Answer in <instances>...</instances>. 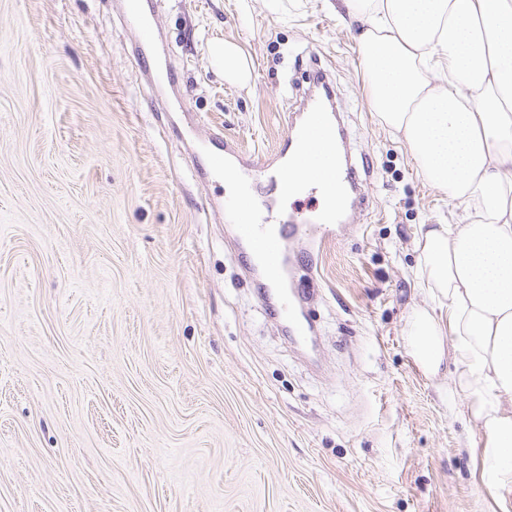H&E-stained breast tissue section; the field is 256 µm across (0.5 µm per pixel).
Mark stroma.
<instances>
[{
	"label": "stroma",
	"mask_w": 512,
	"mask_h": 512,
	"mask_svg": "<svg viewBox=\"0 0 512 512\" xmlns=\"http://www.w3.org/2000/svg\"><path fill=\"white\" fill-rule=\"evenodd\" d=\"M0 0V512H512L483 489L482 434L451 365L404 341L432 305L424 224H463L381 122L344 0ZM237 43L248 87L208 53ZM175 66L177 80L164 71ZM365 167L367 211L295 255L308 351L238 260L230 192L197 141L236 142L254 192L296 198L274 152L318 69ZM143 1L144 0H125V14L127 19L139 28L143 36V41L151 42L153 39V28L147 20Z\"/></svg>",
	"instance_id": "stroma-1"
}]
</instances>
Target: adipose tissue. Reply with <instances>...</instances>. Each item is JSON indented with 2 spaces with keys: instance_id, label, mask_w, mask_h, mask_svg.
<instances>
[{
  "instance_id": "obj_1",
  "label": "adipose tissue",
  "mask_w": 512,
  "mask_h": 512,
  "mask_svg": "<svg viewBox=\"0 0 512 512\" xmlns=\"http://www.w3.org/2000/svg\"><path fill=\"white\" fill-rule=\"evenodd\" d=\"M366 2L358 49L381 121L429 184L473 207L419 233L436 309L413 314L406 344L426 373L453 365L448 394L482 432L494 495L512 489V0Z\"/></svg>"
}]
</instances>
